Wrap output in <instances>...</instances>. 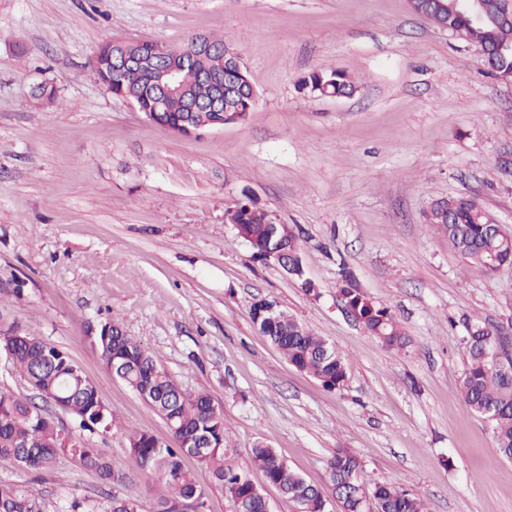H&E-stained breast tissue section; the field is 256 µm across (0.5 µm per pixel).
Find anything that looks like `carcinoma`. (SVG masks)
<instances>
[{"mask_svg": "<svg viewBox=\"0 0 512 512\" xmlns=\"http://www.w3.org/2000/svg\"><path fill=\"white\" fill-rule=\"evenodd\" d=\"M485 19L475 25L467 17L441 0L423 11L434 25L441 23L462 32L465 39L484 52L491 75L512 81V25L497 21L501 0H484ZM131 53L165 59L160 46L150 42L112 40L96 51L97 64L92 68L97 79L115 96L131 97L140 110L153 103L156 88L146 68H128L120 73L112 66L114 52ZM185 82L194 97L204 98L209 87L199 80L195 70L185 73ZM304 90L328 96L353 93L355 86L348 75L336 69H317L301 80ZM256 98L254 87L242 83L233 97L224 100V111L242 120ZM182 100H169L158 112L156 123L175 127L183 119ZM229 223L242 230L260 245H279L288 251L290 270L297 272L304 292L318 296L313 281L306 277L300 233L293 231L280 238L267 212L256 201L245 197L226 211ZM489 218L478 204L466 197L436 201L427 214V223L448 239L466 262L490 276L499 266H512V234L489 232ZM345 308L366 333L388 348H402L406 336L390 310L375 303L360 288L352 274L342 270L339 288ZM463 337L468 365L459 384L463 401L471 411L490 423L497 452L512 459V357L486 352L501 347V336L490 334L481 321H469ZM288 364L316 378L328 390L341 389L347 377L345 359L324 337L313 334L293 316L269 324L260 330ZM93 341L105 366L115 365V375L152 406L171 425L174 442L157 440L153 435L131 431L128 434L130 455L137 468L155 477L162 487L154 512H177L181 502L202 494L183 459L193 457L208 468L215 485L235 507L236 512H268L266 499L258 493L250 471H263L269 484L293 502L298 512H328V496L313 487L270 446L259 443L249 462L239 465L226 457L224 448V413L205 393L188 394L179 388L157 365L149 351L134 337L126 334L112 320L101 323ZM9 346L13 362L24 373L26 382L63 396L67 413L80 419L86 427L112 429L114 418L99 399L94 388L81 382V373L73 370L71 358L35 336L11 330L0 336V347ZM66 454L81 467L94 471L104 482L123 478L121 470L89 446L81 437L61 432V428L44 410L24 396L0 390V467L42 470L49 468L58 455ZM332 496L342 503L343 512H367L374 504L377 512H428L425 501L396 486L369 483L360 479L363 469L357 456L343 448L336 450L330 463ZM36 502L21 486L0 485V512H35Z\"/></svg>", "mask_w": 512, "mask_h": 512, "instance_id": "obj_1", "label": "carcinoma"}]
</instances>
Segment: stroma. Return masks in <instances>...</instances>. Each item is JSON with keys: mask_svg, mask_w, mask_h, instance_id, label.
<instances>
[{"mask_svg": "<svg viewBox=\"0 0 512 512\" xmlns=\"http://www.w3.org/2000/svg\"><path fill=\"white\" fill-rule=\"evenodd\" d=\"M196 34L237 46L256 90L242 122L182 136L97 79L112 39L175 47ZM344 71L356 90L313 96L299 80ZM42 83L54 104L34 97ZM250 191L298 228L305 294L257 258L225 211ZM476 200L512 232V82L475 44L413 14L407 0H0V333L66 352L115 418L87 429L44 410L123 473L106 484L67 456L47 470L0 468L39 512H107L113 497L153 512L154 480L128 429L163 442L165 420L112 375L88 331L111 319L183 390L224 413L229 460L257 442L330 490L346 448L364 479L429 512H512V461L462 401L466 321L500 329L512 353V266L467 264L425 220L434 201ZM348 269L408 336L389 349L343 306ZM276 301L347 361L329 391L257 331L255 298Z\"/></svg>", "mask_w": 512, "mask_h": 512, "instance_id": "35a3bbf8", "label": "stroma"}]
</instances>
